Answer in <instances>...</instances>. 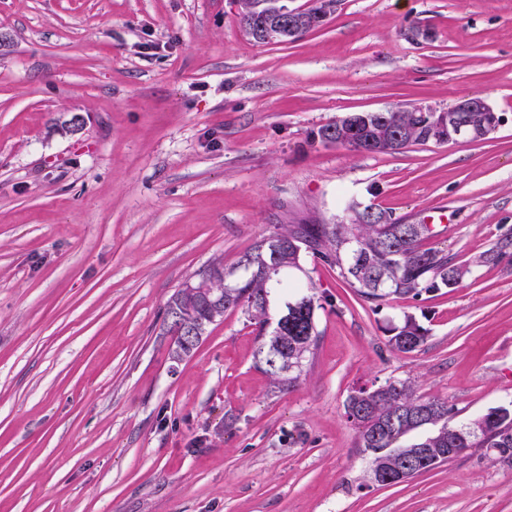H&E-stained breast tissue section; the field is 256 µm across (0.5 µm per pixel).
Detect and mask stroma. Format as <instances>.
Listing matches in <instances>:
<instances>
[{
  "instance_id": "1",
  "label": "stroma",
  "mask_w": 512,
  "mask_h": 512,
  "mask_svg": "<svg viewBox=\"0 0 512 512\" xmlns=\"http://www.w3.org/2000/svg\"><path fill=\"white\" fill-rule=\"evenodd\" d=\"M483 97L480 142L354 153V112ZM452 220L468 263L512 232V0H336L258 43L235 0H0V512H512L483 450L380 486L344 403L407 379L470 421L512 404V264L365 300L306 256L319 332L298 382L256 369L241 311L169 355L167 300L216 261L350 204ZM430 330L392 352L386 327Z\"/></svg>"
}]
</instances>
